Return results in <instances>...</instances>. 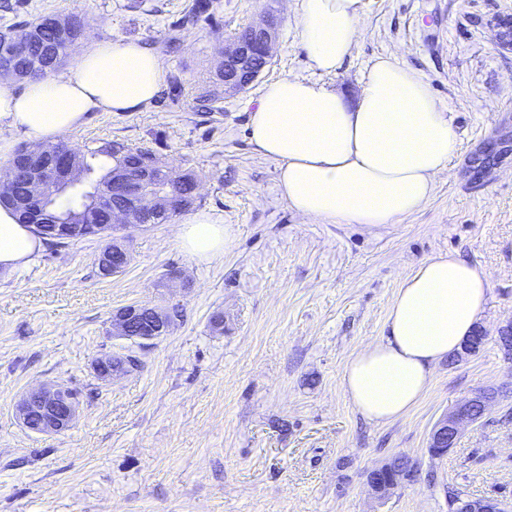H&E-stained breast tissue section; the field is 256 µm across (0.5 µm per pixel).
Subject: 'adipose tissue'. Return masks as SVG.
<instances>
[{"label": "adipose tissue", "mask_w": 512, "mask_h": 512, "mask_svg": "<svg viewBox=\"0 0 512 512\" xmlns=\"http://www.w3.org/2000/svg\"><path fill=\"white\" fill-rule=\"evenodd\" d=\"M361 0H301L296 22L313 69L336 73L360 32ZM166 72L140 41H98L61 74L17 88L0 79V157L15 144L57 142L92 112H136L155 99ZM257 149L280 163L279 188L309 217L379 227L419 211L458 148L449 113L427 83L393 57L372 65L356 104L325 85L284 78L267 85L249 119ZM178 245L209 260L230 230L198 213L177 226ZM41 248L33 227L0 207V270L26 266ZM487 271L453 253L422 261L398 289L387 336L345 366L342 387L377 424L396 421L423 398L432 366L460 349L482 319Z\"/></svg>", "instance_id": "ef3b65f1"}]
</instances>
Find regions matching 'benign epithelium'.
<instances>
[{
    "instance_id": "benign-epithelium-1",
    "label": "benign epithelium",
    "mask_w": 512,
    "mask_h": 512,
    "mask_svg": "<svg viewBox=\"0 0 512 512\" xmlns=\"http://www.w3.org/2000/svg\"><path fill=\"white\" fill-rule=\"evenodd\" d=\"M58 35L72 49L84 39V23L76 16L57 18ZM34 32H17L7 39H0V77H15L12 62L28 56ZM277 40V25L270 16L253 26L247 38L238 36L224 45L221 62L224 65V90L241 91L252 83L267 66ZM19 163L12 164L8 174L0 177V202L11 195V183L19 175H32L29 203L33 217H38L48 196L72 191L83 184V178L71 152L63 150L47 160L37 150L28 146L18 149ZM160 167V161L152 157L139 174L114 171L120 185L122 203L99 200L97 205L109 208V228L144 225L145 214L157 210V206L169 212L188 209L194 197L184 193L154 194L151 191V173ZM97 224H59L55 231L67 238L77 233H99ZM172 320L169 313L141 305H129L112 315V335L138 344H148L170 332ZM484 336L475 331L465 342L456 360L472 356L478 351ZM68 387L43 386L24 395L16 405L19 420L27 425L33 414L41 416L38 432L58 435L70 429L78 417V403L70 396ZM498 393L478 388L464 397L455 410L442 416L434 426L430 447L438 453H448L456 445L462 429L479 420L490 408ZM415 467L411 461L391 459L384 465L368 471L367 485L373 494L387 497L407 481V471ZM455 512H512V508L498 499L473 500L460 498L455 502Z\"/></svg>"
}]
</instances>
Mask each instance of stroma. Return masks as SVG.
<instances>
[{
    "label": "stroma",
    "instance_id": "35a3bbf8",
    "mask_svg": "<svg viewBox=\"0 0 512 512\" xmlns=\"http://www.w3.org/2000/svg\"><path fill=\"white\" fill-rule=\"evenodd\" d=\"M300 0H0V31L45 14L85 19L87 40L137 39L182 92L160 89L137 112H93L67 142L147 147L200 179L196 210L230 228L224 254L200 261L176 223L116 234L131 255L102 276L104 239L43 247L0 272V512H448L452 490L512 502V363L498 345L512 323V0H361L354 50L332 75L312 69L296 32ZM278 38L259 78L225 92L212 73L225 41L266 15ZM428 83L459 144L419 211L381 228L310 220L278 188L280 164L248 137L266 84L314 80L357 101L382 56ZM452 252L491 280L480 351L438 363L421 402L396 422L358 412L341 384L348 361L386 334L403 279ZM174 306L173 330L148 347L113 337L115 311ZM224 319L214 331V315ZM138 371L100 381L106 354ZM43 384L79 396L60 435L30 431L19 398ZM477 388L502 394L453 451L431 457L436 421ZM414 481L375 498L369 470L397 455Z\"/></svg>",
    "mask_w": 512,
    "mask_h": 512
}]
</instances>
